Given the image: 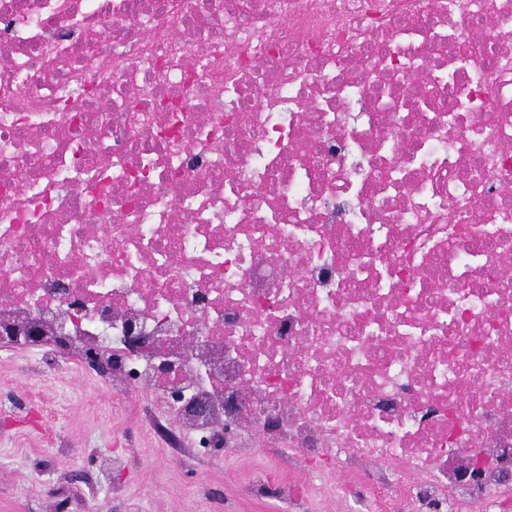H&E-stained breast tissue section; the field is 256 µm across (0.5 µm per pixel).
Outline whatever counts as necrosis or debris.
<instances>
[{"mask_svg": "<svg viewBox=\"0 0 512 512\" xmlns=\"http://www.w3.org/2000/svg\"><path fill=\"white\" fill-rule=\"evenodd\" d=\"M389 49L419 67L393 76ZM353 81L360 135L336 120ZM157 95L184 104L175 142ZM353 140L401 178L351 194ZM498 212L512 0H0V332L55 320L68 356L151 336L113 389L166 399L197 447L315 446L352 474L386 459L412 506L495 512ZM473 452L485 472L461 480Z\"/></svg>", "mask_w": 512, "mask_h": 512, "instance_id": "1", "label": "necrosis or debris"}]
</instances>
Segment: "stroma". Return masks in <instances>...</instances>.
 Here are the masks:
<instances>
[{
  "label": "stroma",
  "mask_w": 512,
  "mask_h": 512,
  "mask_svg": "<svg viewBox=\"0 0 512 512\" xmlns=\"http://www.w3.org/2000/svg\"><path fill=\"white\" fill-rule=\"evenodd\" d=\"M160 418L152 396L116 394L80 360L0 348V512H287L276 496H250L257 475L290 486L306 512H355L369 500L412 512L388 497L377 463L350 476L320 448L201 455L157 434ZM96 453L128 464L85 469Z\"/></svg>",
  "instance_id": "stroma-1"
}]
</instances>
